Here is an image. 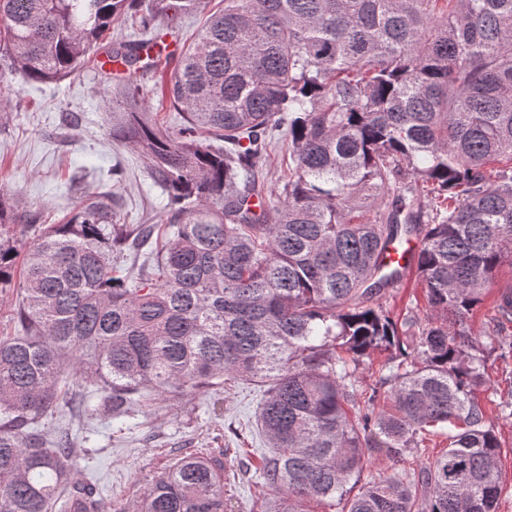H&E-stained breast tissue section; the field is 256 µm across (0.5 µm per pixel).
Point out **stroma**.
<instances>
[{
  "mask_svg": "<svg viewBox=\"0 0 512 512\" xmlns=\"http://www.w3.org/2000/svg\"><path fill=\"white\" fill-rule=\"evenodd\" d=\"M0 99L8 105L0 115V187L20 200L21 210L39 217V224L62 222L83 196L101 188L117 196L122 223L147 224L165 212L167 196L150 177L146 159L112 134L114 86L86 69L46 83L8 73L0 78ZM381 304L394 314L408 308L425 314L417 275L404 276ZM488 375L479 397L487 425L504 443L498 512H512V353L492 354ZM262 398V386L246 380L226 384L217 395L192 393L178 402L160 396L121 431L102 406L90 403L79 418L87 436L76 441L85 451L77 476L99 486L102 512H131L166 465L189 453L225 448V510L255 512L257 469L266 449L255 428ZM447 444V436L429 435L400 459L373 449L361 478L387 477L406 465L426 468Z\"/></svg>",
  "mask_w": 512,
  "mask_h": 512,
  "instance_id": "1",
  "label": "stroma"
}]
</instances>
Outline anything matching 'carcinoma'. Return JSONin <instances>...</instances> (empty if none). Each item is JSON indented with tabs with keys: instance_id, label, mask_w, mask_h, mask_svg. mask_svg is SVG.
<instances>
[{
	"instance_id": "cac0c4a2",
	"label": "carcinoma",
	"mask_w": 512,
	"mask_h": 512,
	"mask_svg": "<svg viewBox=\"0 0 512 512\" xmlns=\"http://www.w3.org/2000/svg\"><path fill=\"white\" fill-rule=\"evenodd\" d=\"M437 2L224 0L177 51L168 35L203 0H0V64L31 81L110 79L100 41L137 31L106 52L124 67L112 134L169 196L164 240L121 278L157 225L119 223L116 196L21 250L0 194V289L21 295L0 338V512H100L74 481L71 431L47 416L77 417L93 393L121 421L227 376L265 387L258 512H498L502 442L476 396L487 356L464 323L512 267V0H445L440 16ZM156 54L177 59L174 131L143 108ZM280 135L288 175L269 190ZM411 239L428 309L396 320L379 300L401 269L380 258ZM492 309L512 322V279ZM375 352L389 374L359 391ZM437 427L448 448L424 479L361 482L369 449L398 458ZM225 496L224 463L191 454L136 512H224Z\"/></svg>"
}]
</instances>
